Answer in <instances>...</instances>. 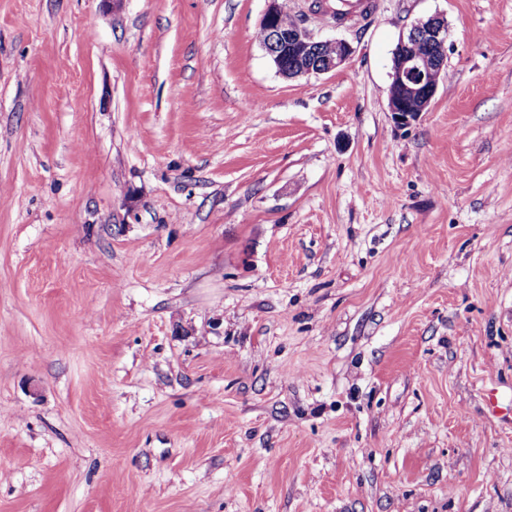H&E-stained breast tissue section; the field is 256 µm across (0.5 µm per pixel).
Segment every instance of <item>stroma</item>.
<instances>
[{
  "instance_id": "1",
  "label": "stroma",
  "mask_w": 512,
  "mask_h": 512,
  "mask_svg": "<svg viewBox=\"0 0 512 512\" xmlns=\"http://www.w3.org/2000/svg\"><path fill=\"white\" fill-rule=\"evenodd\" d=\"M310 4L0 0V512H512V0ZM279 1L267 0L268 4L262 16L261 27L266 32V42L262 44L263 48L274 60L280 75L292 79L312 74H325L350 59L353 47L347 40H315L303 28H288L282 25L281 18L286 10ZM283 22L289 27H297L301 24L300 21L290 17L288 12H286ZM318 45H322L318 48L321 54L330 56L317 57L315 47ZM325 9L340 17L355 16L367 20L373 13L372 2L367 0H325ZM437 52V63L427 43ZM448 26L443 17L432 15L412 25L408 34L402 36L393 52L391 83L388 89V108L392 120L397 126L406 127L419 120L438 89V75L446 65ZM415 41L414 43H411ZM411 43V44H410ZM409 51L418 57L425 69Z\"/></svg>"
}]
</instances>
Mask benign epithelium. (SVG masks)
I'll list each match as a JSON object with an SVG mask.
<instances>
[{
	"label": "benign epithelium",
	"mask_w": 512,
	"mask_h": 512,
	"mask_svg": "<svg viewBox=\"0 0 512 512\" xmlns=\"http://www.w3.org/2000/svg\"><path fill=\"white\" fill-rule=\"evenodd\" d=\"M285 9L279 0H267L261 27L266 32L263 48L274 60L280 75L292 79L329 73L350 59L352 45L345 39L326 42L336 47V54L318 57L315 47L326 42L314 39L303 28H288L281 23ZM422 38L437 52L435 68H424L408 51L411 42ZM448 26L443 17L432 15L412 25L393 52L388 108L400 127L410 126L426 111L438 89L435 72H443L446 59Z\"/></svg>",
	"instance_id": "1"
}]
</instances>
